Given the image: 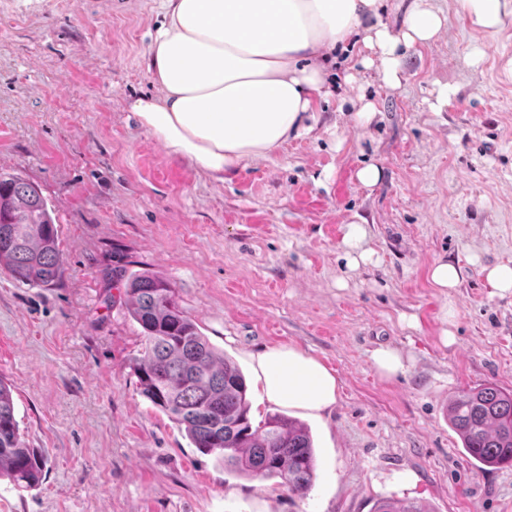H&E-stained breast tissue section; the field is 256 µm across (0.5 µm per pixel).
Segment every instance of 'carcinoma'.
Instances as JSON below:
<instances>
[{
  "mask_svg": "<svg viewBox=\"0 0 512 512\" xmlns=\"http://www.w3.org/2000/svg\"><path fill=\"white\" fill-rule=\"evenodd\" d=\"M0 269L17 283L50 287L64 275L52 210L35 185L0 172ZM129 313L142 328L144 347L132 359L142 395L168 414L204 454L249 477L278 478L306 494L315 478V453L307 427L281 414L253 426L245 376L220 357L180 307L170 281L150 272L126 278ZM448 422L464 454L479 469L512 465V389L483 384L448 404ZM44 461L26 446L11 389L0 380V476L30 489ZM372 512H430L406 500H381Z\"/></svg>",
  "mask_w": 512,
  "mask_h": 512,
  "instance_id": "carcinoma-1",
  "label": "carcinoma"
}]
</instances>
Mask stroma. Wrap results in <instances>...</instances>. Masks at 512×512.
<instances>
[{
    "label": "stroma",
    "instance_id": "obj_1",
    "mask_svg": "<svg viewBox=\"0 0 512 512\" xmlns=\"http://www.w3.org/2000/svg\"><path fill=\"white\" fill-rule=\"evenodd\" d=\"M436 4L448 22L406 57L399 87L354 67L312 133L217 183L129 110L156 91L161 0H0V170L52 206L66 266L50 288L0 271V380L45 462L37 487L0 478V512H371L386 499L512 512V467H474L447 418L463 391L512 389V294L486 278L512 266V23L488 39L454 0ZM439 83L453 94L438 112ZM361 93L378 110L365 129ZM369 163L382 171L370 187ZM359 221L372 258L351 271L343 240ZM438 261L459 268L458 287L431 283ZM121 268L173 284L244 374L253 423L279 413L309 428L307 495L225 469L141 394ZM280 344L336 372L323 416L265 399L253 356ZM381 346L404 372L378 374ZM373 364L382 377H393L405 368V358L398 350L391 347H379L372 353Z\"/></svg>",
    "mask_w": 512,
    "mask_h": 512
}]
</instances>
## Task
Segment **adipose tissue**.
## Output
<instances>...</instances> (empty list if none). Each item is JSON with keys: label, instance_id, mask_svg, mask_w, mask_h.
Returning <instances> with one entry per match:
<instances>
[{"label": "adipose tissue", "instance_id": "adipose-tissue-1", "mask_svg": "<svg viewBox=\"0 0 512 512\" xmlns=\"http://www.w3.org/2000/svg\"><path fill=\"white\" fill-rule=\"evenodd\" d=\"M488 36L512 21V0H455ZM146 63L156 94L133 100L141 128L171 156L221 182L246 162L313 131L329 96L326 56L364 46L363 66L401 83L410 51L433 42L447 18L433 0H161ZM401 11L399 27L384 16ZM268 400L321 414L335 405L339 379L294 345L255 357Z\"/></svg>", "mask_w": 512, "mask_h": 512}]
</instances>
